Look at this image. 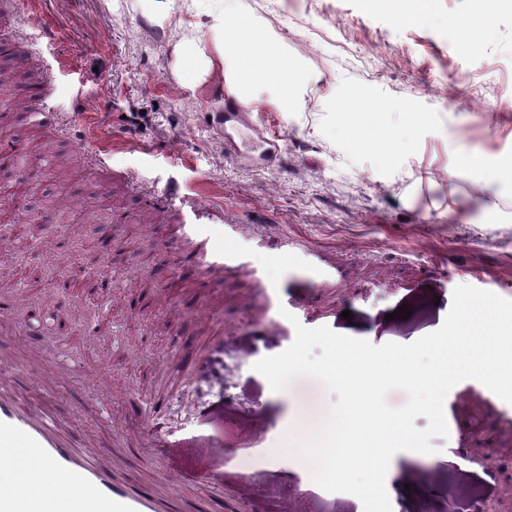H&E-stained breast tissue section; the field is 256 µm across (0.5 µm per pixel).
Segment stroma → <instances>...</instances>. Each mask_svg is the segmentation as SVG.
<instances>
[{
	"instance_id": "obj_1",
	"label": "stroma",
	"mask_w": 512,
	"mask_h": 512,
	"mask_svg": "<svg viewBox=\"0 0 512 512\" xmlns=\"http://www.w3.org/2000/svg\"><path fill=\"white\" fill-rule=\"evenodd\" d=\"M472 7L418 0L411 23L368 0H163L158 12L143 0H11L0 33L22 47L12 64L47 88L0 89V105L27 116L42 97L68 125L50 126L58 153L31 177L51 207L33 223L27 202L14 203L0 235V289L20 295L17 327L70 368L16 361L17 337L0 335L16 387L53 379L68 431L174 501L364 512L356 496L317 486L303 457L273 455L289 426L312 435L335 394L310 376L272 390L254 365L286 350L299 325L409 344L442 326L457 286L512 300V181L495 175L512 167V0L493 4L489 28L460 30ZM219 10L276 37L300 76L288 98L263 83L244 101L247 137L279 139L274 163L225 153L211 122L221 60L197 83L182 77L180 47L207 45ZM474 150L487 168L466 165ZM172 177L223 206L202 233L234 249L240 271L207 277L189 244H170ZM229 224L245 230L228 236ZM266 287L305 315L262 329L253 301ZM490 395L469 379L445 398L463 406L467 443L451 434L426 457L395 454L392 512L512 499V471L494 479L476 462L484 449L512 462Z\"/></svg>"
}]
</instances>
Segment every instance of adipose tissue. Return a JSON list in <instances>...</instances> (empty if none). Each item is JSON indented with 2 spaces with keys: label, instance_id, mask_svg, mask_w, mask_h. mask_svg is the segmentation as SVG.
<instances>
[{
  "label": "adipose tissue",
  "instance_id": "obj_1",
  "mask_svg": "<svg viewBox=\"0 0 512 512\" xmlns=\"http://www.w3.org/2000/svg\"><path fill=\"white\" fill-rule=\"evenodd\" d=\"M211 42L216 51H223L229 37H242L247 45L235 55L232 82L236 91L248 92L257 82L277 79L283 93H290L298 82L294 64L281 43L268 36L251 20L243 17L226 18L224 13L212 14L207 23Z\"/></svg>",
  "mask_w": 512,
  "mask_h": 512
}]
</instances>
